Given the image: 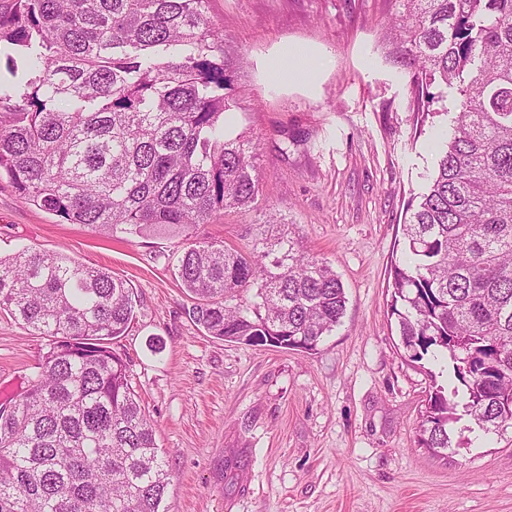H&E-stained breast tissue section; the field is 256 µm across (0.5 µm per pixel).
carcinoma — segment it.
<instances>
[{
	"mask_svg": "<svg viewBox=\"0 0 512 512\" xmlns=\"http://www.w3.org/2000/svg\"><path fill=\"white\" fill-rule=\"evenodd\" d=\"M390 34L421 96L456 93L450 133L401 225L389 314L405 355L446 362L418 445L512 427V0H398ZM209 0H0V177L66 224L189 236L262 192ZM176 272L224 342L313 353L346 309L325 262L283 234L249 252L195 238ZM130 284L30 247L0 255V311L48 339L0 410V512H167L154 424L112 348ZM468 424H456L463 418Z\"/></svg>",
	"mask_w": 512,
	"mask_h": 512,
	"instance_id": "obj_1",
	"label": "carcinoma"
}]
</instances>
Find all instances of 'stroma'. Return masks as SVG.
<instances>
[{
    "label": "stroma",
    "mask_w": 512,
    "mask_h": 512,
    "mask_svg": "<svg viewBox=\"0 0 512 512\" xmlns=\"http://www.w3.org/2000/svg\"><path fill=\"white\" fill-rule=\"evenodd\" d=\"M396 0H210L236 105L228 131L261 159L257 210L201 235L241 250L273 224L341 278L346 312L315 353L229 343L189 318L172 233L113 239L60 223L0 182V253H62L126 279L136 318L115 349L169 465L168 512H512V428L446 456L418 447L430 383L402 355L388 277L410 194L427 184L456 94L417 126L411 75L386 37ZM303 49L307 86L274 80ZM44 339L0 314V404L22 393Z\"/></svg>",
    "instance_id": "obj_1"
}]
</instances>
